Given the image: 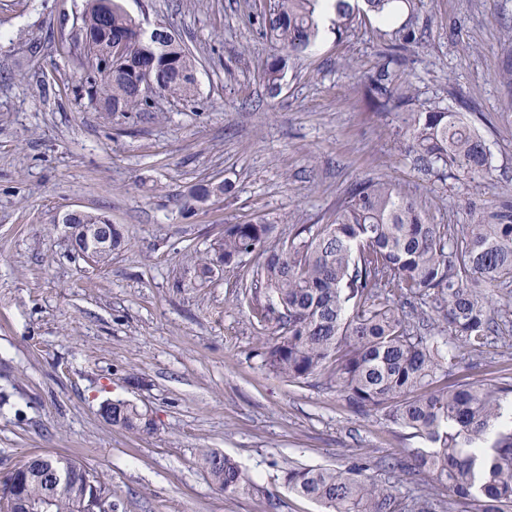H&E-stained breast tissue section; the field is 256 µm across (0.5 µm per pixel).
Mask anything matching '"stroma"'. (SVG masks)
I'll use <instances>...</instances> for the list:
<instances>
[{
  "instance_id": "1",
  "label": "stroma",
  "mask_w": 512,
  "mask_h": 512,
  "mask_svg": "<svg viewBox=\"0 0 512 512\" xmlns=\"http://www.w3.org/2000/svg\"><path fill=\"white\" fill-rule=\"evenodd\" d=\"M145 28L169 27L197 59L191 101L154 95L106 116L73 62L85 0H0V475L34 455L81 462L112 486L116 512H320L291 493L288 463L364 458L400 499L422 483L385 469L420 439L349 408L317 381L291 383L255 354L263 330L237 301L257 261L194 283L193 259L227 224L259 219L286 239L321 224L356 182L383 178L426 202L433 223L465 224L475 205L512 201V0H404L416 39L397 77L417 103L471 113L492 154L484 179L440 185L414 169L394 114L364 89L391 30L370 15L318 35L291 60L278 95L258 77L275 0H120ZM232 191L186 205L188 189ZM104 213L126 244L92 263L59 216ZM480 356L458 346L459 377L512 378V323ZM147 409L151 434L100 408ZM233 456L255 486L225 498L199 451Z\"/></svg>"
}]
</instances>
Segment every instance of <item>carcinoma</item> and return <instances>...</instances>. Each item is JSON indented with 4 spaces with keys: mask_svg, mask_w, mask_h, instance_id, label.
Returning a JSON list of instances; mask_svg holds the SVG:
<instances>
[{
    "mask_svg": "<svg viewBox=\"0 0 512 512\" xmlns=\"http://www.w3.org/2000/svg\"><path fill=\"white\" fill-rule=\"evenodd\" d=\"M318 0H275L261 15L272 51L261 79L277 95L290 60L316 40ZM401 0H334L336 29L371 13L392 19ZM133 22L117 0H87L81 17L83 41L74 62L87 69L109 49L108 33ZM389 54L366 85V103L395 112L404 150L423 175L441 186L450 179H481L492 170L491 151L463 113L436 103L417 106L411 85L398 84ZM148 65L158 68V92L189 98L195 89L196 60L179 39L165 43L129 36L113 63L110 80L89 96L106 103L109 114L143 110L133 77ZM231 186L199 184L190 191L219 198ZM273 225L263 221L226 224L209 250L195 257L202 286L218 267L254 255L260 262L240 284L252 316L269 332L259 340L262 366L300 383L318 377L358 411H376L429 444L412 453L410 470L425 484L446 491L436 500L423 493L410 512H512V422H499L512 383H478L455 377L461 343L477 353L498 334L497 316L512 301V203L476 208L460 230L434 224L422 202L385 179L354 184L326 224L303 225L288 240L268 245ZM400 294V304L391 300ZM112 424L150 434L154 421L137 405L117 400ZM201 456L212 482L234 498L253 486L232 457L212 449ZM41 464L65 472L82 464L45 455ZM363 459L344 467L290 464L282 479L289 490L326 512H400L393 487L365 474ZM83 488L32 480L25 496L37 505L51 500V512H75Z\"/></svg>",
    "mask_w": 512,
    "mask_h": 512,
    "instance_id": "1",
    "label": "carcinoma"
}]
</instances>
